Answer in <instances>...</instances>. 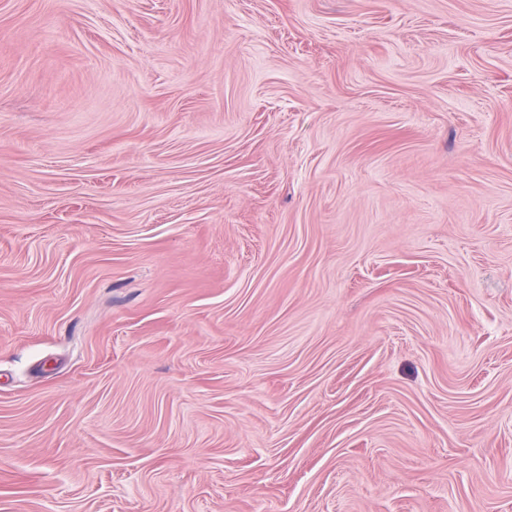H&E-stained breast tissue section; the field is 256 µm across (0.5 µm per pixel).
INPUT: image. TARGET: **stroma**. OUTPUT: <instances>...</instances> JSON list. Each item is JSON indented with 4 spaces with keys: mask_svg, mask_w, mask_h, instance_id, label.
<instances>
[{
    "mask_svg": "<svg viewBox=\"0 0 512 512\" xmlns=\"http://www.w3.org/2000/svg\"><path fill=\"white\" fill-rule=\"evenodd\" d=\"M0 512H512V0H0Z\"/></svg>",
    "mask_w": 512,
    "mask_h": 512,
    "instance_id": "35a3bbf8",
    "label": "stroma"
}]
</instances>
